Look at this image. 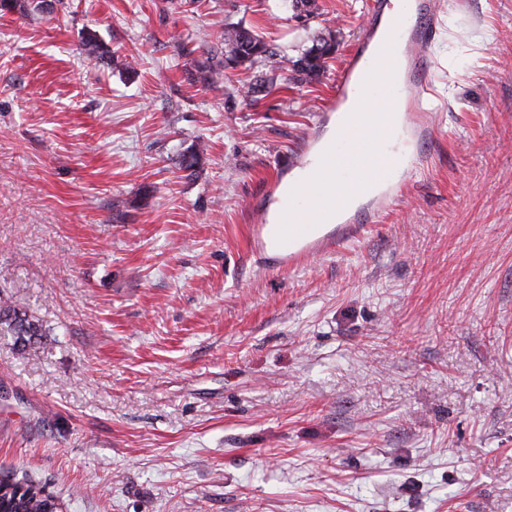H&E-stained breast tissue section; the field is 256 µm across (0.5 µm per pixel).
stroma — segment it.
Returning a JSON list of instances; mask_svg holds the SVG:
<instances>
[{"label":"stroma","mask_w":512,"mask_h":512,"mask_svg":"<svg viewBox=\"0 0 512 512\" xmlns=\"http://www.w3.org/2000/svg\"><path fill=\"white\" fill-rule=\"evenodd\" d=\"M367 2L0 15V292L44 330L0 339V475L63 512H512V0H432L435 134L359 235L285 270L250 250ZM228 21L288 57L332 29L336 53L314 84L224 69ZM87 30L133 70L80 54Z\"/></svg>","instance_id":"obj_1"}]
</instances>
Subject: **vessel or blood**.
I'll list each match as a JSON object with an SVG mask.
<instances>
[{
    "label": "vessel or blood",
    "instance_id": "b4317fda",
    "mask_svg": "<svg viewBox=\"0 0 512 512\" xmlns=\"http://www.w3.org/2000/svg\"><path fill=\"white\" fill-rule=\"evenodd\" d=\"M410 31L408 42L414 47L413 68L409 82H402L399 59L402 47L394 38H377L374 29H366L357 48L350 54L340 72L336 85L335 105L344 110L348 103L376 100L395 105L401 96H409V119L421 130L432 127V116L420 95H409L408 89L423 84L426 68L423 50L430 43L435 28L432 24L404 18ZM397 135V127L390 121H373L362 128L345 129L339 142L322 145L319 149L323 172L343 177L348 193H362L368 186L386 183L391 170L383 163L387 146ZM334 206L330 199H322L301 211H284L277 222L260 220L253 225L250 249L253 254L265 256L269 244L277 246L278 263L288 265L301 260L312 248L335 247L344 236L358 233L355 225L340 226L317 238L284 237V228L297 222L326 225Z\"/></svg>",
    "mask_w": 512,
    "mask_h": 512
}]
</instances>
